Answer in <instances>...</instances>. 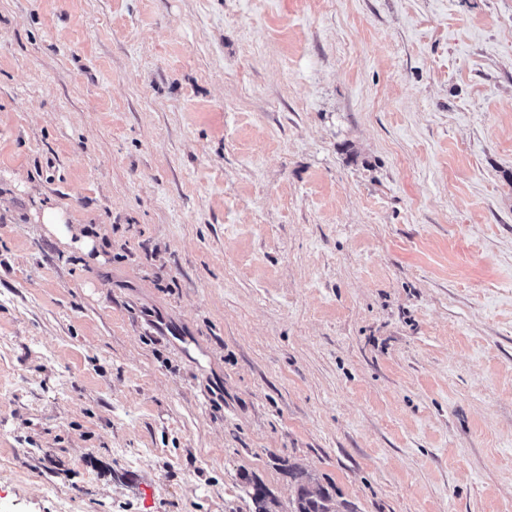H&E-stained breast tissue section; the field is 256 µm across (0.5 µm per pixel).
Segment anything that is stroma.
Wrapping results in <instances>:
<instances>
[{"label": "stroma", "instance_id": "obj_1", "mask_svg": "<svg viewBox=\"0 0 512 512\" xmlns=\"http://www.w3.org/2000/svg\"><path fill=\"white\" fill-rule=\"evenodd\" d=\"M290 466L512 512V0H0V512ZM40 220L41 224H44L63 244L81 249L84 253H88L92 249L93 242L87 236L78 235V239L73 240L76 231L67 226L66 215L58 207L44 206L41 209Z\"/></svg>", "mask_w": 512, "mask_h": 512}]
</instances>
